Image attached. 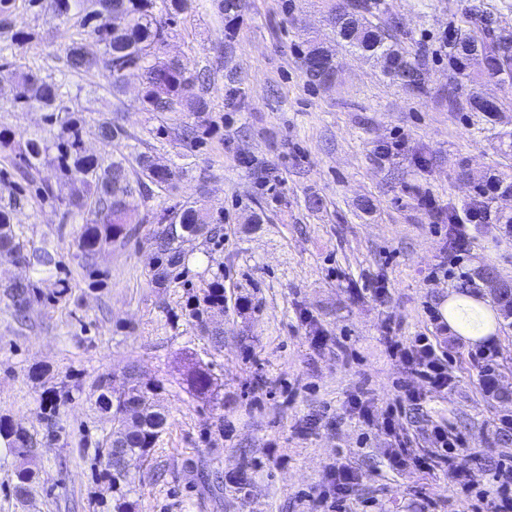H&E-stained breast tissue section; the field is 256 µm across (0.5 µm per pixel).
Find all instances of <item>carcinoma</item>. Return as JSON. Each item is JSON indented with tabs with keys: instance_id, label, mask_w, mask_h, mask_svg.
<instances>
[{
	"instance_id": "1",
	"label": "carcinoma",
	"mask_w": 512,
	"mask_h": 512,
	"mask_svg": "<svg viewBox=\"0 0 512 512\" xmlns=\"http://www.w3.org/2000/svg\"><path fill=\"white\" fill-rule=\"evenodd\" d=\"M327 20L336 41L354 54L374 59L390 81L412 91L422 88L425 50L410 52L402 47L398 32L400 22L394 16L381 23L372 21L374 4L370 0H322ZM192 0H93L89 8L79 13L80 27L109 56V91L115 98V108L101 113L94 120V133L105 143L128 137L119 117L123 111V93L127 73L137 71L142 78L139 98L145 112H181L196 114L207 111L204 97L206 71L186 72L172 59L163 57L173 16L189 9ZM220 10L227 25L239 18L240 0H221ZM479 24L473 33L455 38L451 57L453 86L448 91V102H456V92L464 82L473 84L512 79V39L496 34L489 20L476 14ZM67 65L77 74H89L98 65L97 57L89 53L82 40H71L66 47ZM305 73L313 83L329 85L336 69L332 51L318 44H308L302 58ZM8 70L16 79L20 91L16 103L22 108H40L48 111L50 137L30 135L24 146L10 150L15 135L0 131V150L23 180H31L35 192L44 199L57 200L52 178L60 174L72 185L66 202V213L81 217L77 254L81 266L95 280L96 258L115 243L129 236L128 225L133 223L129 199L155 186L158 191L174 187L180 174L177 166L158 165L145 152L134 159L125 157L108 159L90 155L83 149V118L64 104L62 85L44 76L13 56H0V71ZM466 103L472 112L493 121L503 109L500 100L488 99L478 91L471 92ZM496 195H512V173L502 171L489 179V185L479 182L476 194L486 196V187ZM9 202L0 205V256H12L30 266L28 276L18 282L0 284V299L7 301L20 323L29 319L32 304L41 298L40 285L53 287L52 296L64 298L70 290L62 277V262L56 247L43 242L28 245L17 233L14 216L21 206L16 188L7 186ZM159 230L154 237V279L165 285L176 279L177 268L183 260L185 241L218 233L213 216L203 207L186 205L177 211L163 210L157 215ZM209 307L224 308V285L211 283L205 295ZM497 307L505 326L512 327V291L504 290ZM189 317L216 345L223 343L219 333L209 330L204 311L194 306ZM184 383L197 396L214 393L217 379L211 365L189 359L184 372ZM114 376L108 374L97 379L85 393L80 385L71 388L56 387L44 390L39 400V421L44 436L55 440L63 430L61 407L71 402L73 392L85 395V400L112 422L111 431L96 443L94 450L95 479L108 485L112 491L110 512H133L129 495L134 492L135 479L124 471L125 458L148 457L168 426V414L159 404L163 386L158 381H144L130 373L122 391L113 386ZM0 437L8 442L18 459L15 500L26 506L32 497L35 476L28 467L38 441L28 429L0 419Z\"/></svg>"
}]
</instances>
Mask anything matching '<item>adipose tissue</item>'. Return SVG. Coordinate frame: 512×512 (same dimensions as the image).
<instances>
[{
	"mask_svg": "<svg viewBox=\"0 0 512 512\" xmlns=\"http://www.w3.org/2000/svg\"><path fill=\"white\" fill-rule=\"evenodd\" d=\"M449 329L469 344L489 343L495 330L497 313L484 302L468 295L451 293L440 308Z\"/></svg>",
	"mask_w": 512,
	"mask_h": 512,
	"instance_id": "adipose-tissue-1",
	"label": "adipose tissue"
}]
</instances>
